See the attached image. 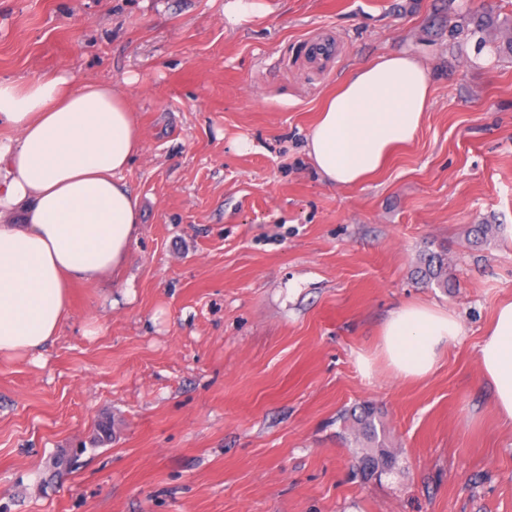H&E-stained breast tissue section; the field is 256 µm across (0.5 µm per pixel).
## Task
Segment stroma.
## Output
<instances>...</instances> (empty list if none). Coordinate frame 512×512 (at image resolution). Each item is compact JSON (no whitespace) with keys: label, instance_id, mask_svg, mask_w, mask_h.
Listing matches in <instances>:
<instances>
[{"label":"stroma","instance_id":"obj_1","mask_svg":"<svg viewBox=\"0 0 512 512\" xmlns=\"http://www.w3.org/2000/svg\"><path fill=\"white\" fill-rule=\"evenodd\" d=\"M224 2L0 0V78L110 83L144 139L125 266L73 285L41 358H0V512H512V428L478 361L512 300V31L472 22L512 0H262L236 26ZM392 52L429 73L419 134L329 184L308 132ZM428 250L447 287L417 283ZM405 304L463 328L421 379L376 355ZM363 403L395 459L367 478L340 417Z\"/></svg>","mask_w":512,"mask_h":512}]
</instances>
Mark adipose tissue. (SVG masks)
I'll return each instance as SVG.
<instances>
[{
    "label": "adipose tissue",
    "instance_id": "ef3b65f1",
    "mask_svg": "<svg viewBox=\"0 0 512 512\" xmlns=\"http://www.w3.org/2000/svg\"><path fill=\"white\" fill-rule=\"evenodd\" d=\"M432 88L403 53L352 71L323 105L308 156L330 184L355 186L413 142ZM144 151L125 96L64 73L0 78V357L41 355L70 314V288L120 268L136 240L139 199L123 174ZM462 331L426 305L393 310L377 353L397 375L427 376ZM499 419L512 425V301L499 305L479 351Z\"/></svg>",
    "mask_w": 512,
    "mask_h": 512
}]
</instances>
